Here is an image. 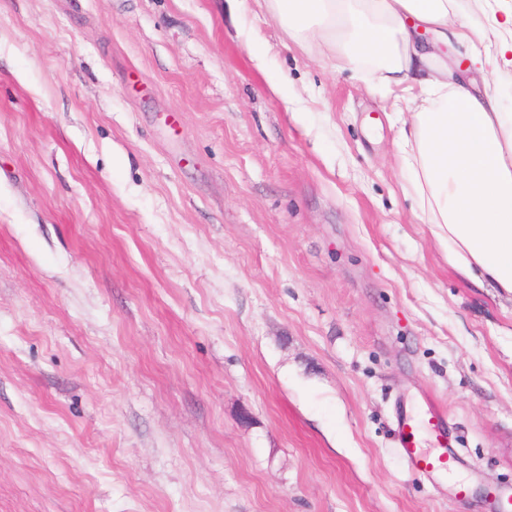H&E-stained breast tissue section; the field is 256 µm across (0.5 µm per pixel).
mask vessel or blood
Wrapping results in <instances>:
<instances>
[{"instance_id":"b4317fda","label":"vessel or blood","mask_w":512,"mask_h":512,"mask_svg":"<svg viewBox=\"0 0 512 512\" xmlns=\"http://www.w3.org/2000/svg\"><path fill=\"white\" fill-rule=\"evenodd\" d=\"M396 441L400 454L414 469L429 478H445L457 468L459 457L448 446V421L435 405L411 411L396 412Z\"/></svg>"}]
</instances>
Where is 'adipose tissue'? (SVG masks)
<instances>
[{
    "mask_svg": "<svg viewBox=\"0 0 512 512\" xmlns=\"http://www.w3.org/2000/svg\"><path fill=\"white\" fill-rule=\"evenodd\" d=\"M265 2L293 37L404 92L412 125L402 167L422 219L454 269L512 296V112L480 90L512 68V0H490L482 26L462 19L459 0ZM424 31L430 41L419 40ZM456 44L468 54L454 70L442 50Z\"/></svg>",
    "mask_w": 512,
    "mask_h": 512,
    "instance_id": "obj_1",
    "label": "adipose tissue"
}]
</instances>
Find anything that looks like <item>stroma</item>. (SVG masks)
Instances as JSON below:
<instances>
[{
  "label": "stroma",
  "mask_w": 512,
  "mask_h": 512,
  "mask_svg": "<svg viewBox=\"0 0 512 512\" xmlns=\"http://www.w3.org/2000/svg\"><path fill=\"white\" fill-rule=\"evenodd\" d=\"M401 127L264 0H0V512H489L512 300ZM428 397L466 505L395 449Z\"/></svg>",
  "instance_id": "35a3bbf8"
}]
</instances>
